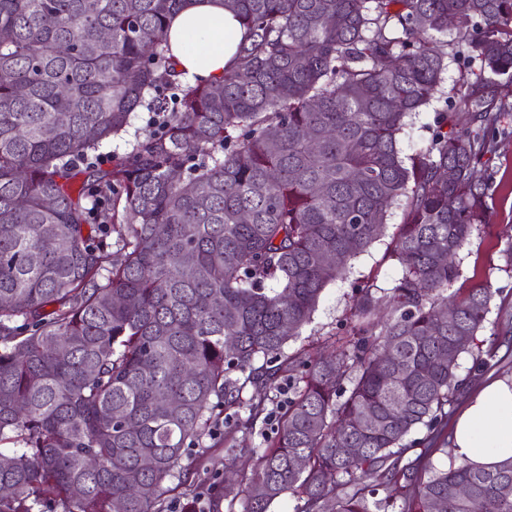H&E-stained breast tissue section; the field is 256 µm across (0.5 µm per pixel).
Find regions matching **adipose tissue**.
I'll return each mask as SVG.
<instances>
[{
  "label": "adipose tissue",
  "mask_w": 512,
  "mask_h": 512,
  "mask_svg": "<svg viewBox=\"0 0 512 512\" xmlns=\"http://www.w3.org/2000/svg\"><path fill=\"white\" fill-rule=\"evenodd\" d=\"M244 29L224 0H186L168 31L171 54L188 80H218ZM448 446L455 462L492 466L512 458V376L487 378L455 416Z\"/></svg>",
  "instance_id": "1"
}]
</instances>
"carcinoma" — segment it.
Masks as SVG:
<instances>
[{
    "label": "carcinoma",
    "instance_id": "carcinoma-1",
    "mask_svg": "<svg viewBox=\"0 0 512 512\" xmlns=\"http://www.w3.org/2000/svg\"><path fill=\"white\" fill-rule=\"evenodd\" d=\"M183 2L0 0V512H167L171 478L195 512H218L221 488L197 490L187 450L233 409V471L234 434L271 419L283 379L286 410L238 475L243 512L286 494L296 512H374L390 484L401 512H512V459L419 476L467 384L459 358H493L479 339L491 286L444 292L489 223L482 159L505 110L496 81L512 80V0H224L245 33L216 82L179 79L169 56ZM450 16L478 68L404 157ZM139 108L156 128L103 166ZM394 204L386 313L366 281L349 340L283 355Z\"/></svg>",
    "mask_w": 512,
    "mask_h": 512
}]
</instances>
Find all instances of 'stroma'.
Masks as SVG:
<instances>
[{
  "instance_id": "35a3bbf8",
  "label": "stroma",
  "mask_w": 512,
  "mask_h": 512,
  "mask_svg": "<svg viewBox=\"0 0 512 512\" xmlns=\"http://www.w3.org/2000/svg\"><path fill=\"white\" fill-rule=\"evenodd\" d=\"M466 66L465 60H449L442 82L434 99L420 112L408 119L400 136L404 155L415 154L430 141L441 112L448 108ZM484 175L488 180L487 203L490 221L474 230L461 250L458 261L460 276L448 288L449 294H460L473 285L486 282L493 291L491 311L481 333L497 355L486 372L475 371L470 356H461L458 373L480 385L486 375H512V340L502 341V327L512 325V268H507L502 252L512 245V113L500 127L493 143ZM402 207H394L387 220V229L380 240L365 252L352 258L346 275L329 284L309 324L298 338L284 347L285 354L312 353L329 349L332 342L343 337L350 326L355 288L360 281L374 280L378 295H386L402 274L399 262L391 257L392 239L404 222Z\"/></svg>"
}]
</instances>
